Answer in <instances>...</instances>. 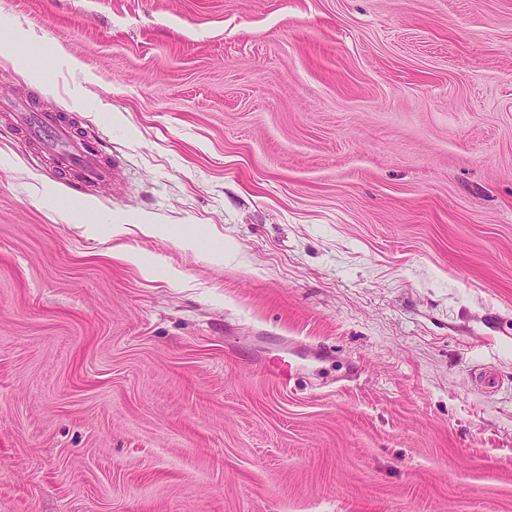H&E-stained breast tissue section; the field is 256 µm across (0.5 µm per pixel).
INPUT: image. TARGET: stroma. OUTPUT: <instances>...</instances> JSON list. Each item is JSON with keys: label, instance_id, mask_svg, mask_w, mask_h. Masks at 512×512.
I'll return each mask as SVG.
<instances>
[{"label": "stroma", "instance_id": "35a3bbf8", "mask_svg": "<svg viewBox=\"0 0 512 512\" xmlns=\"http://www.w3.org/2000/svg\"><path fill=\"white\" fill-rule=\"evenodd\" d=\"M7 31L45 76L0 55V102L117 170L77 195L0 132V512H512V0Z\"/></svg>", "mask_w": 512, "mask_h": 512}]
</instances>
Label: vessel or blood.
I'll return each mask as SVG.
<instances>
[{
  "mask_svg": "<svg viewBox=\"0 0 512 512\" xmlns=\"http://www.w3.org/2000/svg\"><path fill=\"white\" fill-rule=\"evenodd\" d=\"M8 110L13 126L31 142L33 155L66 176L71 190L88 192L108 178L111 154L95 146L92 133L76 129L65 113L37 111L26 100L12 102Z\"/></svg>",
  "mask_w": 512,
  "mask_h": 512,
  "instance_id": "b4317fda",
  "label": "vessel or blood"
}]
</instances>
